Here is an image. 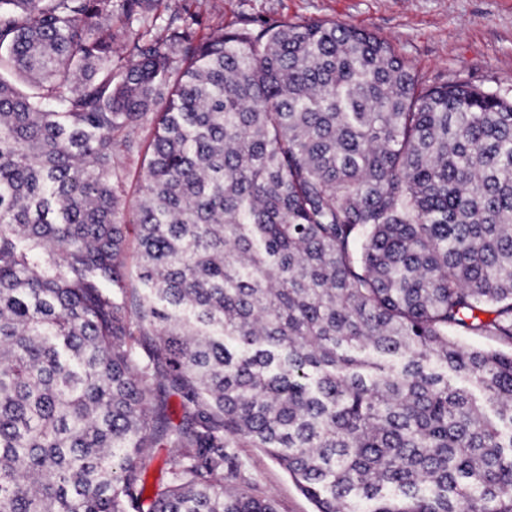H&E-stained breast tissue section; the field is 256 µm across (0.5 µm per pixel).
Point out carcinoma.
<instances>
[{
    "mask_svg": "<svg viewBox=\"0 0 512 512\" xmlns=\"http://www.w3.org/2000/svg\"><path fill=\"white\" fill-rule=\"evenodd\" d=\"M160 2L0 0V512H278L239 448L315 512H512V98ZM152 137V126L144 122L127 131L126 140L130 151L119 147V165L124 182L122 204L116 214L121 224H132L136 201L144 185L143 155ZM255 493L276 500L280 512H313L312 502L271 457L257 448H239Z\"/></svg>",
    "mask_w": 512,
    "mask_h": 512,
    "instance_id": "carcinoma-1",
    "label": "carcinoma"
}]
</instances>
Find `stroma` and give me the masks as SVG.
Masks as SVG:
<instances>
[{"instance_id": "stroma-1", "label": "stroma", "mask_w": 512, "mask_h": 512, "mask_svg": "<svg viewBox=\"0 0 512 512\" xmlns=\"http://www.w3.org/2000/svg\"><path fill=\"white\" fill-rule=\"evenodd\" d=\"M198 36L217 25L260 28L267 23L335 19L367 29L390 43L429 85L465 79L512 98V0H192ZM150 123L128 130L120 152L124 182L118 222L131 223L144 185L143 155ZM256 494L276 500L280 512H314L312 502L271 457L241 449Z\"/></svg>"}]
</instances>
